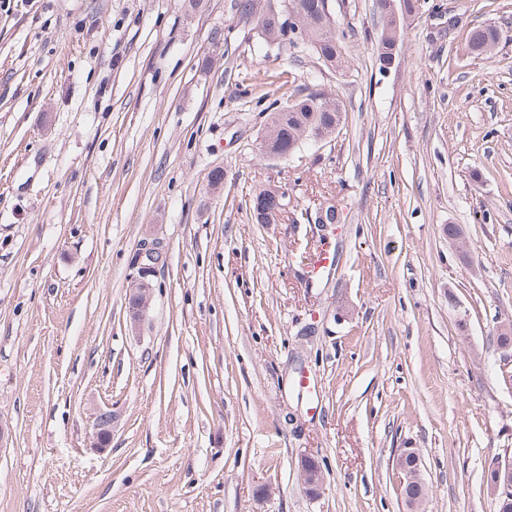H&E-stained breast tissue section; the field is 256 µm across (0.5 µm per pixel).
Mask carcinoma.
Masks as SVG:
<instances>
[{
  "instance_id": "carcinoma-1",
  "label": "carcinoma",
  "mask_w": 512,
  "mask_h": 512,
  "mask_svg": "<svg viewBox=\"0 0 512 512\" xmlns=\"http://www.w3.org/2000/svg\"><path fill=\"white\" fill-rule=\"evenodd\" d=\"M306 18L301 23L302 37L288 29L287 20L268 12L257 16L259 37L266 47L281 46L285 43L295 48H310L318 59L331 66L342 65L341 47L333 31V21L324 14V0H304ZM386 0H377L381 27L377 40L379 62H384L395 43L400 40L405 24V15L416 7L418 0H404V12L398 18L385 12ZM500 38L499 31L492 26L474 30L468 41L471 53L482 55L490 51ZM268 112L262 149L288 155L306 141L326 139L333 135L342 124L339 100L322 93H309L298 98L284 93L272 99ZM284 203L275 190L262 189L251 199L255 220L269 224L278 219Z\"/></svg>"
}]
</instances>
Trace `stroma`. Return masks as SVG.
Masks as SVG:
<instances>
[{"mask_svg": "<svg viewBox=\"0 0 512 512\" xmlns=\"http://www.w3.org/2000/svg\"><path fill=\"white\" fill-rule=\"evenodd\" d=\"M232 3L0 0V512H401L402 448L426 512H494L512 0H424L388 69L376 0H329L338 68L264 50ZM481 25L501 39L477 56ZM279 85L338 98L343 123L269 160ZM265 188L273 224L250 208ZM146 239L163 258L133 326ZM317 244L335 264L311 280L294 258ZM284 203L282 196L275 190L262 189L251 199V209L255 220L259 224H269L278 219ZM112 436V413L100 410L94 416L93 433L89 437V448L96 451L106 450ZM395 469L401 488L406 479L410 482L418 481V476L422 473L418 452L414 448H402L395 458ZM300 463L304 484L311 494L318 495L322 485V474L319 463L314 457L309 455H304Z\"/></svg>", "mask_w": 512, "mask_h": 512, "instance_id": "35a3bbf8", "label": "stroma"}]
</instances>
